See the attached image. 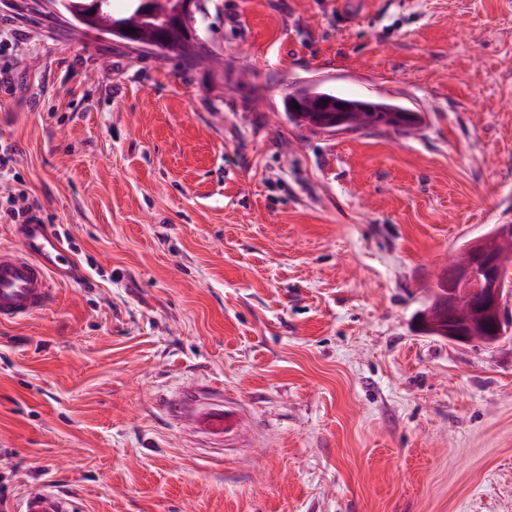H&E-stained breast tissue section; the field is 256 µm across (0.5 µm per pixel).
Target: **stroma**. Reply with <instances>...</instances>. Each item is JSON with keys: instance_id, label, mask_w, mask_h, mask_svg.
Here are the masks:
<instances>
[{"instance_id": "obj_1", "label": "stroma", "mask_w": 512, "mask_h": 512, "mask_svg": "<svg viewBox=\"0 0 512 512\" xmlns=\"http://www.w3.org/2000/svg\"><path fill=\"white\" fill-rule=\"evenodd\" d=\"M210 62L0 0V208L70 251L0 325V512H512V330L422 333L512 223V0H205ZM311 88L419 113L298 128ZM21 512H73L71 501L44 488L28 494Z\"/></svg>"}]
</instances>
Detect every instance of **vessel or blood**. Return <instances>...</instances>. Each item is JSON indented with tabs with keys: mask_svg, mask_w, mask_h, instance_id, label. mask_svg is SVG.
Here are the masks:
<instances>
[{
	"mask_svg": "<svg viewBox=\"0 0 512 512\" xmlns=\"http://www.w3.org/2000/svg\"><path fill=\"white\" fill-rule=\"evenodd\" d=\"M16 237L18 249H0V323L44 310L51 301V278L70 276L64 249L41 217L17 225ZM21 512H73V507L69 499L44 488L25 497Z\"/></svg>",
	"mask_w": 512,
	"mask_h": 512,
	"instance_id": "vessel-or-blood-1",
	"label": "vessel or blood"
}]
</instances>
